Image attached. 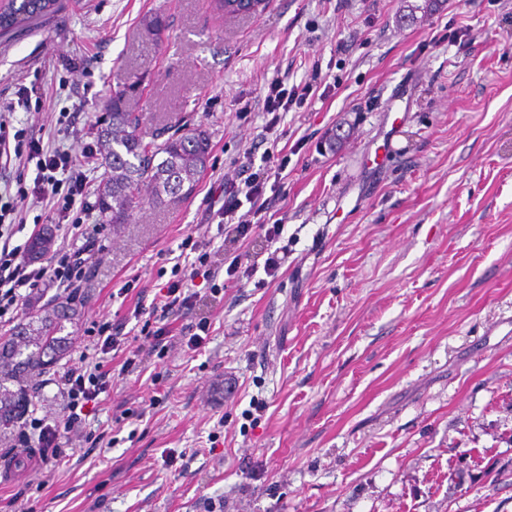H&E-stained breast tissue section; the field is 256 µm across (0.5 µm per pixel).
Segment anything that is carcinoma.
Wrapping results in <instances>:
<instances>
[{
  "label": "carcinoma",
  "mask_w": 512,
  "mask_h": 512,
  "mask_svg": "<svg viewBox=\"0 0 512 512\" xmlns=\"http://www.w3.org/2000/svg\"><path fill=\"white\" fill-rule=\"evenodd\" d=\"M59 2L8 0L0 12V36L54 12ZM142 82L131 77L112 91L105 105L99 140L110 176L98 195L104 226L130 224L143 206L187 195L208 162L209 140L201 129L176 131L160 143L140 138V116L128 109L127 102ZM77 317L74 305L61 301L42 314L22 317L10 337L0 342V430L19 423L32 381L70 351L71 338L62 332Z\"/></svg>",
  "instance_id": "obj_1"
}]
</instances>
